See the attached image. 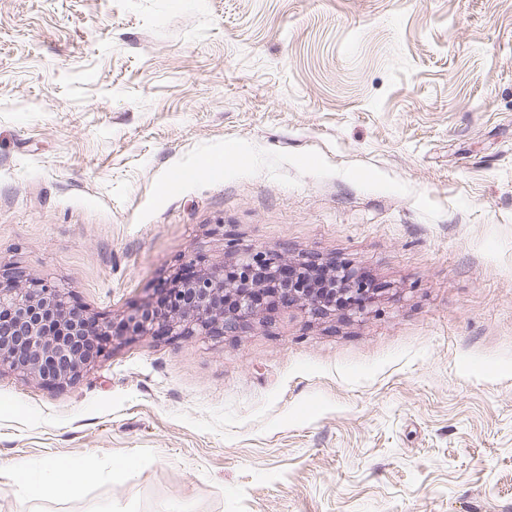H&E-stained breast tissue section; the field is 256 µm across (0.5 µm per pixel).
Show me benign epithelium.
<instances>
[{"label":"benign epithelium","instance_id":"1","mask_svg":"<svg viewBox=\"0 0 512 512\" xmlns=\"http://www.w3.org/2000/svg\"><path fill=\"white\" fill-rule=\"evenodd\" d=\"M226 253L230 260L222 265L191 256V274L177 272L161 289L179 294L173 310L134 307L122 319L121 335L226 336L263 324V309L276 307L315 319L372 313L375 289L352 266L231 241ZM112 327L76 305L67 285L0 268V373L47 388L71 385L104 354L106 346L91 352L89 344L110 340Z\"/></svg>","mask_w":512,"mask_h":512}]
</instances>
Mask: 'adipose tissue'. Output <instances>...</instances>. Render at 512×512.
Segmentation results:
<instances>
[{
    "mask_svg": "<svg viewBox=\"0 0 512 512\" xmlns=\"http://www.w3.org/2000/svg\"><path fill=\"white\" fill-rule=\"evenodd\" d=\"M134 458L112 461L109 469L88 465L79 458L51 460L41 466L25 464L13 466L7 478L15 495L37 500L47 492L76 495L82 487L95 481H104L109 475L123 473L138 467Z\"/></svg>",
    "mask_w": 512,
    "mask_h": 512,
    "instance_id": "adipose-tissue-1",
    "label": "adipose tissue"
}]
</instances>
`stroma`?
<instances>
[{"label":"stroma","instance_id":"stroma-1","mask_svg":"<svg viewBox=\"0 0 512 512\" xmlns=\"http://www.w3.org/2000/svg\"><path fill=\"white\" fill-rule=\"evenodd\" d=\"M366 272L373 314L0 374V512H512V0H0V266L113 323L189 254ZM146 463L143 459L113 460L110 469L91 466L79 458L51 460L41 466L14 465L6 475L17 496L30 500L42 498L47 492L78 495L88 483L102 482L110 475L127 472Z\"/></svg>","mask_w":512,"mask_h":512}]
</instances>
